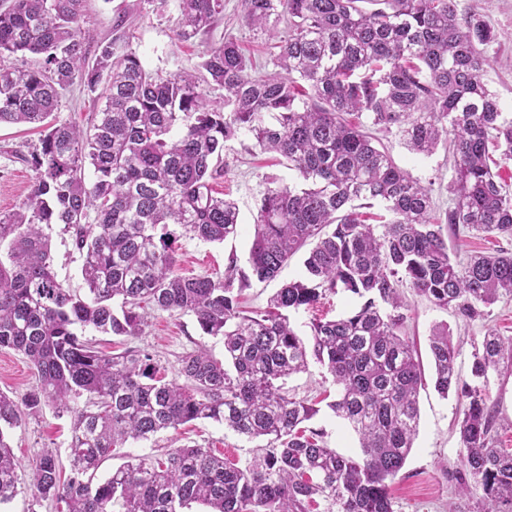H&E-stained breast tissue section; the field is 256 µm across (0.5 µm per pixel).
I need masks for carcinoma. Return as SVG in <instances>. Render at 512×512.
Listing matches in <instances>:
<instances>
[{
  "instance_id": "obj_1",
  "label": "carcinoma",
  "mask_w": 512,
  "mask_h": 512,
  "mask_svg": "<svg viewBox=\"0 0 512 512\" xmlns=\"http://www.w3.org/2000/svg\"><path fill=\"white\" fill-rule=\"evenodd\" d=\"M242 2L251 30L274 38L286 20L275 61L284 73L252 74L230 41L208 50L201 77H155L134 52L114 56L110 42L91 63L80 28L85 0H0V124L44 129L29 195L0 213V348L35 370L27 410L51 404L73 414L69 477L61 480L63 465L46 450L28 483L33 499L63 502L66 512H185L193 503L209 512H311L320 499L327 512H394L388 482L413 448L425 380L403 335L400 285L467 318L512 296V252L453 258L443 225L430 220V189L348 120L364 114L381 130L397 128L415 154L448 144L456 173L448 224L512 238V191L492 170L512 161V118L483 82L477 49L494 31L459 19L455 0ZM180 12L177 36L187 40L224 13V0H180ZM77 81L102 105L84 128L52 122ZM203 82L224 90V108ZM241 136L278 153L311 186L268 182L247 265L232 257L221 277H186L168 226L207 243L237 235L239 209L213 185L224 175V144ZM356 201L379 204L392 219L366 224ZM51 224L63 225L79 255L83 296L57 279L43 231ZM308 244L302 279L264 310L240 309L251 281L275 279ZM339 290L364 302L313 320L306 343L290 314ZM147 306L194 315L204 334L224 337V360L203 348L186 354L181 385L146 353L108 355L83 338L139 336ZM429 349L437 392L466 399L461 491L476 497V512H512V451L499 446L487 395L461 381L448 327L433 330ZM312 361L333 377L328 407L358 434L356 456L327 447L305 426L318 409L284 390L283 380ZM509 368L512 338L486 334L471 375ZM19 418L0 393V425ZM199 419L264 438L270 451L243 469L182 446L93 483L113 448ZM20 484L21 464L0 428V504Z\"/></svg>"
}]
</instances>
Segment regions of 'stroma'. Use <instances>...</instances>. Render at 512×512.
I'll list each match as a JSON object with an SVG mask.
<instances>
[{
    "label": "stroma",
    "instance_id": "1",
    "mask_svg": "<svg viewBox=\"0 0 512 512\" xmlns=\"http://www.w3.org/2000/svg\"><path fill=\"white\" fill-rule=\"evenodd\" d=\"M459 17H473L490 26L497 35L495 42L481 46L486 58L483 81L492 91L505 116H512V0H455ZM242 0H224V14L206 30L188 40L178 39L180 16L178 0H87L81 32L90 45L115 41L118 51L135 52L150 72L165 77L176 71L196 73L207 51L224 41H235L256 73L273 71V43L244 27ZM374 137L389 150L395 163L431 190V220L442 224L451 204V186L455 170L445 145H438L428 156L410 153L398 131H375ZM40 133L28 126L0 125V213L12 211L28 195L34 171L29 157L39 144ZM294 183L296 174L286 161L273 153L262 152L251 137L227 142L224 148V176L215 189L219 196L233 199L239 207V233L221 244L200 241L172 226L179 268L186 276L224 274L229 257L245 263L261 196L268 179ZM53 267L59 280L77 293L85 285L79 273L80 261L73 251L62 225H51ZM303 273L301 256H294L279 276L267 282H252L242 294L246 310L265 308L270 297L287 282ZM407 320L404 331L419 353L425 375L433 366L428 339L437 325H447L459 350L457 367L464 382H471L473 353L489 331L512 336V298L499 297L485 307L481 317L466 319L453 310L437 308L411 288H402ZM360 300L340 291L327 295L316 308L295 315L294 322L303 337H310L313 319H333L357 308ZM97 349L117 354L128 349L147 352L167 379L180 380L182 356L198 347H206L215 358H223L221 337L204 335L192 315L151 311L140 336L127 338L110 334H93ZM36 377L28 360L20 353L0 349V392L15 402H22L35 385ZM493 406L502 447L512 448V372H489L481 383ZM290 395L311 402L324 393L335 392L332 377L318 364L308 371L287 379ZM465 402L456 394L441 397L433 385L419 394L420 427L403 469L391 483L389 492L394 512H472L475 501L464 495L457 483L466 454L459 434V422ZM72 416L51 406L34 414L22 415L7 436L22 467H29L44 450L56 452L67 460ZM311 427L322 430L328 447L344 455H356L358 438L348 425L328 407H321L311 420ZM183 445H197L235 460L238 466L252 464L264 453V441L247 440L211 420H196L176 430H166L142 441H131L114 449L95 473L104 480L112 469L131 459H154Z\"/></svg>",
    "mask_w": 512,
    "mask_h": 512
}]
</instances>
